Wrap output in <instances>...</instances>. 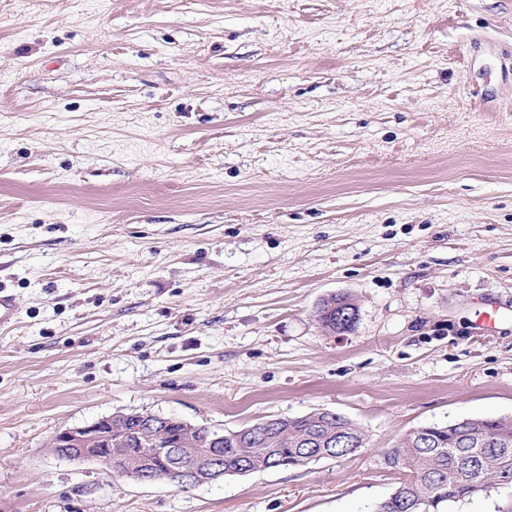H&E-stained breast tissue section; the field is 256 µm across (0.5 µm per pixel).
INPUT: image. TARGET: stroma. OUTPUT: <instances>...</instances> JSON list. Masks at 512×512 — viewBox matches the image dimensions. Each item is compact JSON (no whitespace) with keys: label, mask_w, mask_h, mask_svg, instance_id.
Returning <instances> with one entry per match:
<instances>
[{"label":"stroma","mask_w":512,"mask_h":512,"mask_svg":"<svg viewBox=\"0 0 512 512\" xmlns=\"http://www.w3.org/2000/svg\"><path fill=\"white\" fill-rule=\"evenodd\" d=\"M0 286V512H373L400 434L512 418V0H0ZM317 409L364 448L182 489L50 447ZM352 313V318L341 322L340 314ZM358 308L348 295L332 294L322 299L318 307V319L322 328L328 333H342L352 330L357 319Z\"/></svg>","instance_id":"stroma-1"}]
</instances>
